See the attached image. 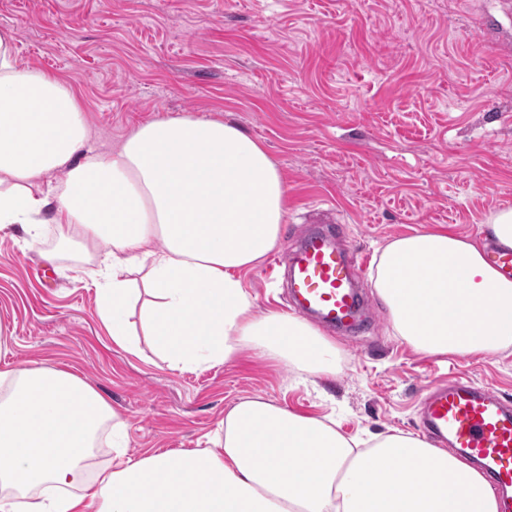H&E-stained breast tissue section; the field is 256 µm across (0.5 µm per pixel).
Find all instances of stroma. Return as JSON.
Masks as SVG:
<instances>
[{
  "label": "stroma",
  "instance_id": "obj_1",
  "mask_svg": "<svg viewBox=\"0 0 512 512\" xmlns=\"http://www.w3.org/2000/svg\"><path fill=\"white\" fill-rule=\"evenodd\" d=\"M0 29L19 67L75 91L100 150L159 116L243 128L286 182L283 242L320 231L372 257L441 226L484 236L487 216L512 208V0H0ZM90 266L52 232L0 235V370L79 374L121 415L133 457L196 448L243 398L333 418L348 437L419 435L420 401L444 378L512 398V349L415 352L366 276L372 324L333 335L335 373L250 352L173 371L113 343ZM241 277L256 314L291 312L265 265Z\"/></svg>",
  "mask_w": 512,
  "mask_h": 512
}]
</instances>
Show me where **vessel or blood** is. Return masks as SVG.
<instances>
[{
	"label": "vessel or blood",
	"mask_w": 512,
	"mask_h": 512,
	"mask_svg": "<svg viewBox=\"0 0 512 512\" xmlns=\"http://www.w3.org/2000/svg\"><path fill=\"white\" fill-rule=\"evenodd\" d=\"M289 295L296 312L325 327L364 328L365 301L354 286L361 262L337 242L312 233L287 254ZM419 426L438 447L477 467L501 499L512 496V400L468 380L429 386Z\"/></svg>",
	"instance_id": "b4317fda"
}]
</instances>
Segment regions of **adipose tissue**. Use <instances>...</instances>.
Masks as SVG:
<instances>
[{"label":"adipose tissue","mask_w":512,"mask_h":512,"mask_svg":"<svg viewBox=\"0 0 512 512\" xmlns=\"http://www.w3.org/2000/svg\"><path fill=\"white\" fill-rule=\"evenodd\" d=\"M287 219L280 170L240 127L162 117L97 152L72 89L19 67L13 33L0 31V232L35 239L49 222L61 242L99 245L97 314L125 351L174 371L249 349L334 372L335 344L298 316H257L241 278ZM370 279L418 352L512 348V279L474 238H393ZM107 423L118 461L99 468L93 441ZM126 446L121 418L77 374L0 371V512H499L479 471L418 437L348 438L263 399L233 405L202 447L133 458Z\"/></svg>","instance_id":"adipose-tissue-1"}]
</instances>
